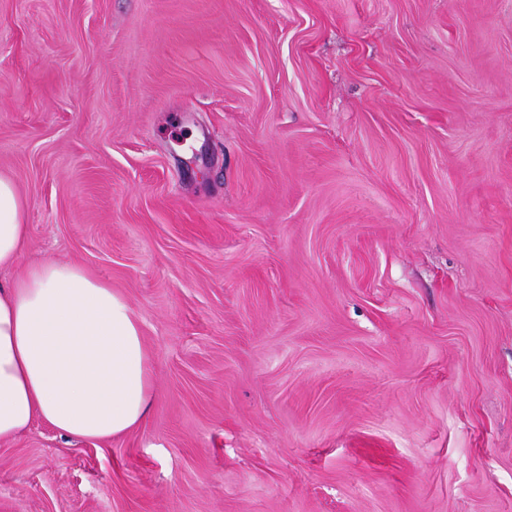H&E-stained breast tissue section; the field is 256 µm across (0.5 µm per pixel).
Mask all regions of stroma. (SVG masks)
Instances as JSON below:
<instances>
[{"label":"stroma","mask_w":512,"mask_h":512,"mask_svg":"<svg viewBox=\"0 0 512 512\" xmlns=\"http://www.w3.org/2000/svg\"><path fill=\"white\" fill-rule=\"evenodd\" d=\"M0 176L153 394L0 512H512V0H0Z\"/></svg>","instance_id":"1"}]
</instances>
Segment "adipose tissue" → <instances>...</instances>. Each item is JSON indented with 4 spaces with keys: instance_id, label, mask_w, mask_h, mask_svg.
<instances>
[{
    "instance_id": "ef3b65f1",
    "label": "adipose tissue",
    "mask_w": 512,
    "mask_h": 512,
    "mask_svg": "<svg viewBox=\"0 0 512 512\" xmlns=\"http://www.w3.org/2000/svg\"><path fill=\"white\" fill-rule=\"evenodd\" d=\"M13 183L0 177V441L33 422L109 441L142 426L151 363L128 301L75 263H24L28 227Z\"/></svg>"
}]
</instances>
